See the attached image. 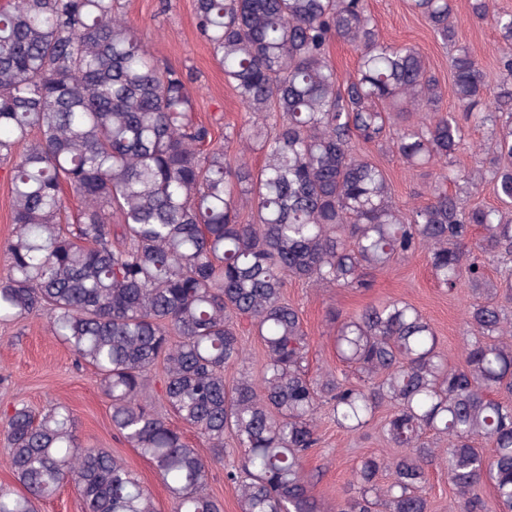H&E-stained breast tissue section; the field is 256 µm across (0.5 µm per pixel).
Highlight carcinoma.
I'll return each instance as SVG.
<instances>
[{"mask_svg": "<svg viewBox=\"0 0 512 512\" xmlns=\"http://www.w3.org/2000/svg\"><path fill=\"white\" fill-rule=\"evenodd\" d=\"M450 59L462 115L422 53L379 35L366 0H194L199 34L247 114L224 132L190 117L191 73L156 64L117 0H0V161L11 162L9 273L0 323L38 315L95 368L112 428L148 458L174 512H224L210 463L229 439L241 463L226 478L238 512H431L429 469L445 466L449 512H512V13L471 0L504 44L490 88L458 45L451 0H410ZM340 41L357 68L338 81ZM490 127L489 173L453 168L467 121ZM395 148L410 168L440 167L424 204L404 212L384 170L356 146ZM256 150L253 170L233 144ZM502 207L466 205L485 181ZM254 203L248 222L243 200ZM503 265L490 278L470 258ZM425 248L438 282H466L471 339L460 367L412 304L383 301L329 313L341 373L312 376L311 340L286 279L367 288L365 276ZM245 320L261 344L259 375L244 362ZM161 371V395L150 394ZM390 408L380 433L396 452L361 459L331 507L305 467L317 416L360 432ZM209 443L190 447L168 414ZM21 490L0 489V512H36L66 482L82 512H156L126 463L81 443L65 405L0 414ZM491 448L487 454L481 443Z\"/></svg>", "mask_w": 512, "mask_h": 512, "instance_id": "cac0c4a2", "label": "carcinoma"}]
</instances>
